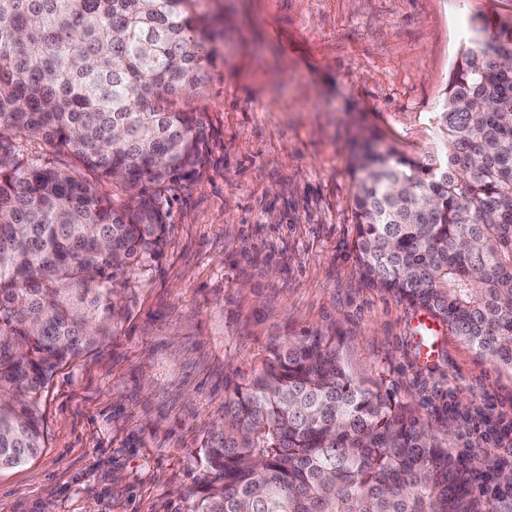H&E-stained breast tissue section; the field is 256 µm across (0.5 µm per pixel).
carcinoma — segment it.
<instances>
[{"instance_id": "obj_1", "label": "carcinoma", "mask_w": 512, "mask_h": 512, "mask_svg": "<svg viewBox=\"0 0 512 512\" xmlns=\"http://www.w3.org/2000/svg\"><path fill=\"white\" fill-rule=\"evenodd\" d=\"M198 5L0 0V470L45 447L44 389L112 334L118 276L166 243L164 192L200 175L190 100L218 49ZM472 29L435 149L354 154V248L366 281L512 368V25ZM33 138L72 164L16 154ZM197 463L192 512H493L443 430L351 373L336 336L269 348Z\"/></svg>"}]
</instances>
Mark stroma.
<instances>
[{"instance_id":"35a3bbf8","label":"stroma","mask_w":512,"mask_h":512,"mask_svg":"<svg viewBox=\"0 0 512 512\" xmlns=\"http://www.w3.org/2000/svg\"><path fill=\"white\" fill-rule=\"evenodd\" d=\"M224 64L196 105L202 175L168 191L162 252L127 268L114 336L61 366L46 446L0 471V512H192L196 456L269 347L337 336L352 370L464 460L512 471L486 442L512 426V368L364 282L353 250L352 143L415 155L473 21L512 0H201Z\"/></svg>"}]
</instances>
